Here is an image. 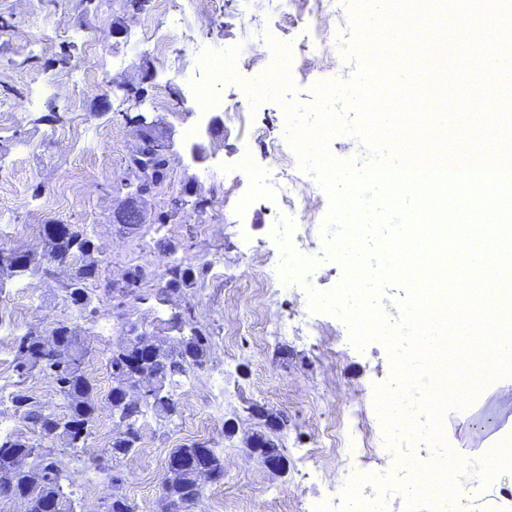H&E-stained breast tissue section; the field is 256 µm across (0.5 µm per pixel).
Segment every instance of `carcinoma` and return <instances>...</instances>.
Here are the masks:
<instances>
[{
	"instance_id": "cac0c4a2",
	"label": "carcinoma",
	"mask_w": 512,
	"mask_h": 512,
	"mask_svg": "<svg viewBox=\"0 0 512 512\" xmlns=\"http://www.w3.org/2000/svg\"><path fill=\"white\" fill-rule=\"evenodd\" d=\"M46 248L41 255L33 256V267L44 265V256L59 255L74 262L75 278L82 286L73 290L64 288L62 300L69 306L83 311L91 305L93 297L88 291L87 283L95 277L97 263L94 259L96 246L87 230L73 224L63 225V230L56 235L45 234ZM204 276V269L193 268L171 257L167 262L164 282L158 291L166 293L170 286H177V291L192 286ZM55 332L70 347L68 358L64 362L54 360L53 356L40 349L39 334L31 329L15 337V371L18 377L26 379L34 373L55 370L56 392L66 403L65 419L75 425V431L54 432L58 423L51 419L33 396L23 390L8 395L14 414L32 427L41 429V437L58 441L73 451L84 447L90 434L96 412L94 386L85 371V360L89 356L88 346L79 336L76 327L67 321L59 322ZM210 336L198 328L191 329L189 335L180 338V343L172 353H165L152 362L153 375L161 382L175 383L179 377L203 368L210 349ZM110 401L112 411L123 419L130 421L133 430L112 439L106 454L117 460L139 448L141 432L139 421L146 416V411L137 401L123 402L119 388L111 389ZM152 413L159 418H172L178 413V404L173 394L163 393L152 402ZM27 451V463L30 469L42 475L39 483L29 480L26 474L16 470L10 460L11 455ZM198 477L192 468H187L176 476H167L161 483L162 498L178 504L179 512H188L197 502ZM69 476L61 473L57 462L52 457V449L39 443L30 442L10 433L0 435V497L4 498H43L59 496L68 503V512H75L76 503L70 490Z\"/></svg>"
}]
</instances>
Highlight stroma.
I'll use <instances>...</instances> for the list:
<instances>
[{
    "mask_svg": "<svg viewBox=\"0 0 512 512\" xmlns=\"http://www.w3.org/2000/svg\"><path fill=\"white\" fill-rule=\"evenodd\" d=\"M312 0H209L198 9L190 0H148L135 11L129 0H0V248L42 253L47 224H76L91 234L97 274L88 288L94 301L86 312L65 305L61 285L66 268L49 275L6 278L0 289V388L16 386L43 409L64 413L52 381L36 374L19 381L12 345L27 328L49 330L65 320L80 329L91 349L87 368L97 412L80 454L57 447L55 461L72 478L79 512H104L112 496L128 500L134 512H161L160 484L173 448L201 442L222 452L224 477L206 486L192 512H307L312 501L330 496L319 473L325 468L332 434L342 431L348 408L365 413L370 425L382 416L374 404L376 386L391 378L386 346L377 340L356 347L347 324L312 309L306 290L273 289L281 241L275 227L288 205L253 189L255 174L275 171L288 148L282 103H251L241 84L221 87L224 136L215 140L206 164L188 147L189 127L199 112L195 84L204 82L199 58L213 49H237L235 68L243 81L277 70L273 43L289 46L297 63L289 99L307 108L316 85L353 78L357 59L331 70L304 51L302 31L311 23ZM127 33L113 38L112 26ZM261 24L270 41L246 39ZM174 32V51L152 49L155 32ZM82 82H74V74ZM175 128V149L167 177L147 198V221L137 230L114 223V208L139 183L128 166L137 145L138 114ZM248 196L243 218L237 202ZM180 199L172 209L171 199ZM176 246L177 258L206 274L171 308L208 333L206 366L190 382L174 387L178 413L148 417L136 453L95 466L120 425L107 395L112 375L107 360L123 340L127 321L153 326L167 309L151 295L165 274L161 242ZM142 267L146 302L122 300L126 271ZM317 322L314 331L306 322ZM289 419L280 436L279 468L261 461V449L246 447L261 430L248 406ZM512 381L501 377L481 389L471 405L443 412L448 448L461 449L463 474L487 472L489 451L512 442ZM120 471L121 483L112 480Z\"/></svg>",
    "mask_w": 512,
    "mask_h": 512,
    "instance_id": "stroma-1",
    "label": "stroma"
}]
</instances>
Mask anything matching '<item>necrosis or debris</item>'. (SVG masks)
<instances>
[{
    "mask_svg": "<svg viewBox=\"0 0 512 512\" xmlns=\"http://www.w3.org/2000/svg\"><path fill=\"white\" fill-rule=\"evenodd\" d=\"M313 2L315 22L303 32L306 47L313 57L335 60L336 43L344 39L350 26L347 0ZM322 229V222L307 214L299 219L289 218L287 223L278 225L277 234L285 242L279 285L293 289L308 287L312 252L325 243ZM359 449L347 447L343 450L345 467L337 487L340 501L353 505L354 512H405L406 493L402 484L408 478L407 472L389 466L364 471L354 464ZM415 460L427 467L433 476L429 500L437 512H460V504L481 490L477 481L463 487L449 485L448 472L458 465L453 452L423 450Z\"/></svg>",
    "mask_w": 512,
    "mask_h": 512,
    "instance_id": "1",
    "label": "necrosis or debris"
}]
</instances>
